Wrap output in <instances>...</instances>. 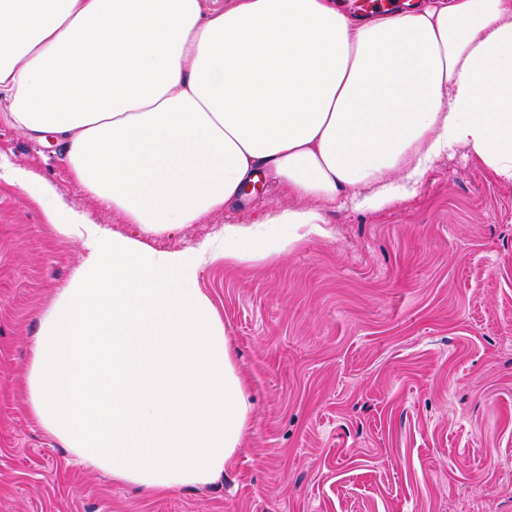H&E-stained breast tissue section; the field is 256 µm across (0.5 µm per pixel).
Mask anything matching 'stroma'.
<instances>
[{
    "label": "stroma",
    "mask_w": 512,
    "mask_h": 512,
    "mask_svg": "<svg viewBox=\"0 0 512 512\" xmlns=\"http://www.w3.org/2000/svg\"><path fill=\"white\" fill-rule=\"evenodd\" d=\"M0 165L46 190L0 178V512H512V183L467 150L384 209L324 206L328 235L278 258L204 267L250 412L215 482L163 495L75 463L26 388L40 321L85 256L48 211L141 232L1 113ZM291 204L265 178L148 242L191 248Z\"/></svg>",
    "instance_id": "35a3bbf8"
}]
</instances>
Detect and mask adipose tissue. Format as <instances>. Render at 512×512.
I'll return each mask as SVG.
<instances>
[{
	"label": "adipose tissue",
	"mask_w": 512,
	"mask_h": 512,
	"mask_svg": "<svg viewBox=\"0 0 512 512\" xmlns=\"http://www.w3.org/2000/svg\"><path fill=\"white\" fill-rule=\"evenodd\" d=\"M0 111L144 234L51 212L86 259L40 323L32 413L114 481L204 486L249 405L201 270L325 235L309 200L412 196L459 148L512 182V0H0ZM262 174L294 206L191 249L145 243Z\"/></svg>",
	"instance_id": "obj_1"
}]
</instances>
